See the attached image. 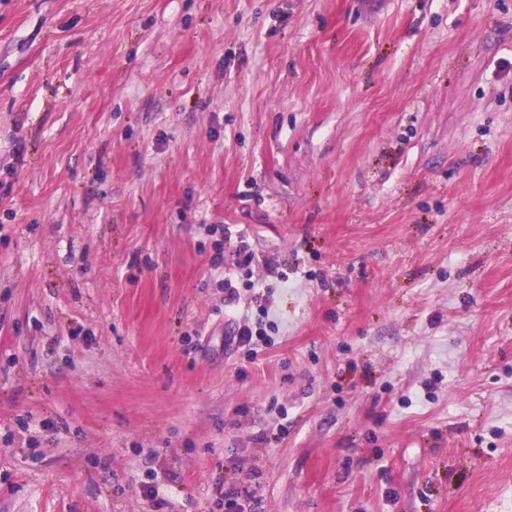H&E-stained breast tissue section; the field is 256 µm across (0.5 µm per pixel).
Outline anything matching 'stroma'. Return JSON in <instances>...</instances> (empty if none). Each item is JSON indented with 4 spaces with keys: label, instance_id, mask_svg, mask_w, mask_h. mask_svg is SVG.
<instances>
[{
    "label": "stroma",
    "instance_id": "35a3bbf8",
    "mask_svg": "<svg viewBox=\"0 0 512 512\" xmlns=\"http://www.w3.org/2000/svg\"><path fill=\"white\" fill-rule=\"evenodd\" d=\"M229 497L512 512V0H0V512ZM235 343L239 348L245 349L247 356L253 359L256 356V347L261 344H267L269 337L264 333L261 327L253 332V328L249 322L243 321L238 324L236 336H234Z\"/></svg>",
    "mask_w": 512,
    "mask_h": 512
}]
</instances>
